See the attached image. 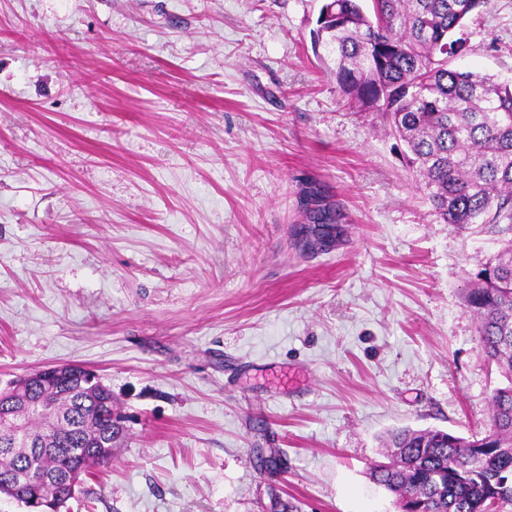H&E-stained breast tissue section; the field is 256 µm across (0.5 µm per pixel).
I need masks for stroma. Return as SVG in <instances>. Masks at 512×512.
I'll return each instance as SVG.
<instances>
[{
	"label": "stroma",
	"mask_w": 512,
	"mask_h": 512,
	"mask_svg": "<svg viewBox=\"0 0 512 512\" xmlns=\"http://www.w3.org/2000/svg\"><path fill=\"white\" fill-rule=\"evenodd\" d=\"M321 5L0 0V389L84 365L117 430L59 512H396L382 436L487 423L504 379L463 294L501 238L443 223L346 112ZM464 36L452 68L512 80V0ZM75 368H82L80 366L76 365H68V364H61L56 365L50 368H46L43 370L36 371L32 373L31 375H28L24 377L21 381L16 382L14 385L11 386V389H13V394H18L21 392L26 384L29 382L30 379L35 378H42L43 380L48 381L49 379L53 377H63L68 374L69 371H72Z\"/></svg>",
	"instance_id": "obj_1"
}]
</instances>
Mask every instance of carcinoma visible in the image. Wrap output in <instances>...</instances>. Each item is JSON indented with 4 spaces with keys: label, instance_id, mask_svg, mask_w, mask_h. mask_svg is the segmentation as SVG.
<instances>
[{
    "label": "carcinoma",
    "instance_id": "carcinoma-1",
    "mask_svg": "<svg viewBox=\"0 0 512 512\" xmlns=\"http://www.w3.org/2000/svg\"><path fill=\"white\" fill-rule=\"evenodd\" d=\"M484 0H323L313 30L335 61L332 73L353 112H378L406 145L420 187L446 224H489L505 236L481 265L464 302L478 321L483 352L507 384L494 389L487 429L468 437L395 429L387 461L369 467L395 495L397 512H503L512 506V84L450 67L460 36ZM55 396L57 416L37 410ZM26 435L49 440L0 450V495L58 512L72 497L39 477L86 474L112 460V392L86 373L57 391L33 385Z\"/></svg>",
    "mask_w": 512,
    "mask_h": 512
}]
</instances>
